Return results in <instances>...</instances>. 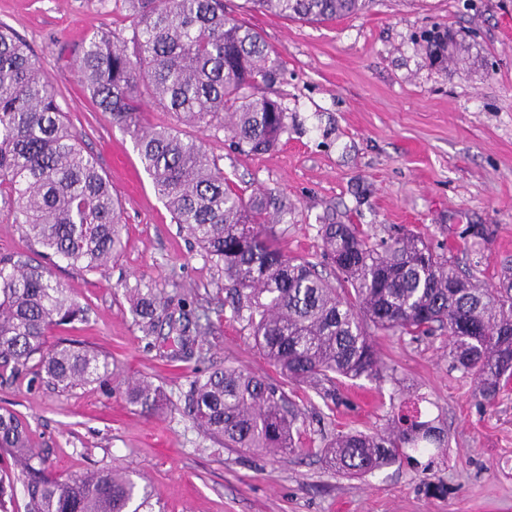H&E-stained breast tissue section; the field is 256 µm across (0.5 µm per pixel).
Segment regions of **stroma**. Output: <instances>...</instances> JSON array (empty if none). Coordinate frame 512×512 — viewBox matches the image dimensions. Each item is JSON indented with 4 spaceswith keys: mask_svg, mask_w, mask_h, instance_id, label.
<instances>
[{
    "mask_svg": "<svg viewBox=\"0 0 512 512\" xmlns=\"http://www.w3.org/2000/svg\"><path fill=\"white\" fill-rule=\"evenodd\" d=\"M224 12L259 32L277 59V80L257 93L282 106L288 129L263 154L238 150L221 131L182 132L205 140L243 195L275 199L289 255L319 260L320 225L358 224L377 240L420 234L482 284H497L512 265V0H368L327 23L249 11L244 0H224ZM0 23L30 44L124 209L127 245L109 270L55 267L88 319L54 328L49 340L92 347L117 379L147 380L168 398L149 415L118 390L60 392L32 373L0 372V408L28 422L54 476L133 470L164 512H512V381L494 403L479 401L473 376L451 368L444 335L376 337L387 378L344 381L332 411L311 390L287 386L305 414L299 452L254 454L201 435L184 411L196 376L224 362L280 375L229 316L215 320L194 358L171 361L167 341L147 344L129 312V288L200 307L225 285L156 195L130 136L77 78L78 45L101 30L130 39V22L102 0H0ZM436 32L450 37L438 60ZM479 225L487 239L473 236ZM397 415L434 421L447 450L365 475L310 454L339 431H380Z\"/></svg>",
    "mask_w": 512,
    "mask_h": 512,
    "instance_id": "35a3bbf8",
    "label": "stroma"
}]
</instances>
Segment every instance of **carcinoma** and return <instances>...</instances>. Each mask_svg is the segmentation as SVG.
Returning <instances> with one entry per match:
<instances>
[{
  "instance_id": "1",
  "label": "carcinoma",
  "mask_w": 512,
  "mask_h": 512,
  "mask_svg": "<svg viewBox=\"0 0 512 512\" xmlns=\"http://www.w3.org/2000/svg\"><path fill=\"white\" fill-rule=\"evenodd\" d=\"M252 11L306 21L355 14L365 0H245ZM131 19L133 53L110 31L81 48L77 73L103 112L133 140L155 192L175 223L228 281L224 304L246 327L266 360L289 382L310 388L325 405L339 400L336 380L381 382L388 366L373 334L415 340L448 331L452 368L474 376L476 395L496 399L512 377V274L482 286L419 236L370 241L356 224H322L318 234L336 281L305 258L288 256L272 224L270 201L243 197L224 177L203 141L178 127L144 122V98L176 122L229 133L238 148L261 153L287 131V114L250 89L270 84L279 65L249 26L224 15V0H114ZM9 190L14 221L29 247L86 272H103L125 249L122 208L97 160L67 123L57 93L26 42L0 26V187ZM130 312L144 336L174 312L154 288H134ZM86 310L23 253L0 254V369L17 374L33 362L39 378L69 392L112 379L107 357L71 343L49 344L53 327ZM213 328L208 310L179 329L186 350ZM129 402L160 410L163 391L144 380L119 383ZM188 415L224 448L288 455L297 451L298 405L283 388L238 366L195 377ZM448 447L427 421L397 420L380 432L340 431L324 462L366 474L400 461L403 449ZM0 451L9 455L28 498L27 512H163L147 484L100 468L60 479L32 446L28 425L0 412Z\"/></svg>"
}]
</instances>
